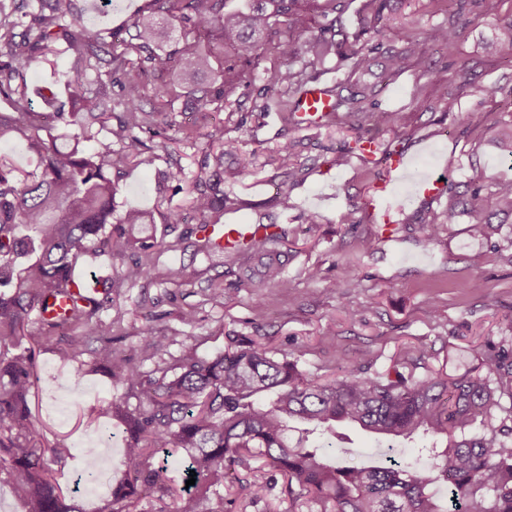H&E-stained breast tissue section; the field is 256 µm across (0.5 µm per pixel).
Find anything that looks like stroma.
<instances>
[{
	"label": "stroma",
	"instance_id": "1",
	"mask_svg": "<svg viewBox=\"0 0 512 512\" xmlns=\"http://www.w3.org/2000/svg\"><path fill=\"white\" fill-rule=\"evenodd\" d=\"M150 4L151 0H113L105 7L100 0H62L61 8L122 39L134 16ZM494 26L493 19H477L452 54L434 50L436 68L431 74L412 64L393 76L373 60L360 66L358 77L377 84L382 108L404 117L398 131L378 135V177H370L357 162L336 167L337 150L353 136L349 129L288 131L286 136L297 141L299 160L305 166L302 180L289 189L290 209L278 216L288 230L285 273L292 282L288 293L271 288L257 295L244 273L251 264L248 258L233 263L218 252L195 255L173 249V236L163 232L168 208H181L190 224L202 221L189 208L187 192L170 190L158 196V171L164 160L151 167L123 168L116 180L119 208L152 210L160 235L155 279L123 289L120 296L125 314L112 325L111 368L95 365L88 351L71 362L61 360L53 346L38 347L44 330L36 317L31 318L24 340L25 346L36 350L32 411L45 425L44 443L61 440L70 449L57 468V480L82 512H99L122 469V435L96 421L95 410L118 398L125 406L138 405L139 390L127 389L110 377L124 366H137L145 378L153 379L174 366L184 345L213 355L231 339L247 336L291 354L302 370L329 379L344 366L386 372L406 347L423 352L426 369L460 374L474 366L473 348L485 338L512 337V263L507 260L512 254V217L497 225L488 241L471 236L464 216L443 225L435 241H426L421 225L410 218L424 209L440 211L442 201L408 196L402 179L390 178L385 164L386 157L400 150L417 170L455 183L512 179V165L503 162L493 139L496 125L512 118V96L490 100L464 89L462 109L481 110L484 117L478 127H466L435 107L441 87H461L460 66L471 67L479 85L500 81L512 71V50L477 46L480 39L491 37ZM77 70L73 57L65 53L54 67L33 64L25 74L34 90L33 110L45 109L38 88L48 86L64 94ZM417 84L423 93L415 99L410 90ZM181 119L195 128V138L170 144L169 149L190 173L208 150L215 127H223L225 136L239 135L215 103L199 112H185ZM384 183L390 189L386 203L393 214L390 241L382 237L386 228L379 215L364 209ZM224 188L244 205L225 213L223 223L253 224L260 204L274 200L280 184L270 172L261 171L227 179ZM353 208L359 211L360 224L342 223V215ZM310 212L320 215V223L304 222ZM363 238L375 240L372 251H360L358 242ZM313 268L321 270V278H309ZM215 280L224 287L220 302L211 297L210 284ZM186 309L195 313L192 322L180 318ZM148 324L171 340L164 352L153 357L145 352L141 335ZM327 329L332 338L324 337ZM79 363L84 373L77 378L73 370ZM338 433L343 447L368 460L378 454L402 462L418 455L409 442L391 449L353 428L342 427ZM92 454L105 459L101 468L105 484L100 488L80 479L84 461ZM238 473L262 480L267 490L259 498H238L236 512H288L287 480L282 474L255 460Z\"/></svg>",
	"mask_w": 512,
	"mask_h": 512
}]
</instances>
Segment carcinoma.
I'll return each mask as SVG.
<instances>
[{
	"label": "carcinoma",
	"instance_id": "carcinoma-1",
	"mask_svg": "<svg viewBox=\"0 0 512 512\" xmlns=\"http://www.w3.org/2000/svg\"><path fill=\"white\" fill-rule=\"evenodd\" d=\"M352 0H246L242 7L225 9L226 0H152V7L132 21L131 40L109 44L81 17L64 21L60 0H0V95L11 111L0 112V140L19 136L38 158L35 169L19 167L0 155V458L17 474L15 485L25 512H82L65 497L54 478L55 466L68 455L64 443L44 446L39 423L29 407L36 366L35 350L21 347L31 313L46 307L49 298H66L67 314L43 319L44 341L56 329L76 332L58 347L61 358L85 351L91 340L100 362H112V322L99 312L123 309L116 303L123 286L152 278L149 260L158 247L150 235L136 231L154 223L147 210L118 211L112 171L130 162L150 167L167 152L168 130L183 132L178 112L218 103L237 117L236 129L251 134L265 115L278 112L287 130L301 128L298 112L302 95L319 80L321 67L334 59L347 78L326 86L329 109L319 128L345 126L356 132L337 155L344 166L358 157L370 163L376 133L402 124L400 112L378 107L377 90L353 79L366 54L379 55L389 75L409 60L431 72L429 54L421 48V31L404 28L388 37V15L394 0H363L356 25L346 13ZM503 0H430L446 18L433 25L427 39L452 54L470 17L495 16ZM179 22L180 46L173 63L180 71L181 88L173 92L163 77L134 62L130 55L152 58L165 19ZM494 39L512 47V17L500 22ZM84 65L56 121L46 123L30 106L24 74L34 62H51L58 45ZM271 55L278 64L259 69ZM223 59L212 82L199 74L209 58ZM120 87L118 100L102 90L105 83ZM479 87L488 99L512 95L509 83ZM162 107L144 109L147 91ZM460 92L442 89L439 107L454 113L460 123L478 126L482 114L459 105ZM107 126L110 142L89 150L84 142L96 138L93 125ZM163 137L153 146L141 138ZM209 150L192 177L191 208L217 219L239 207L240 200L224 191V175L248 173L254 154L242 149L238 137L224 136V127L210 134ZM496 139L512 161V120L501 123ZM122 145L119 150L112 144ZM160 172L159 186L180 184L185 169L171 158ZM264 165L273 177L293 184L303 171L297 144L284 138ZM501 212L512 213V180L486 186L448 183L440 213L416 217L426 238L434 240L443 224L461 215L470 218L471 232L489 238L490 224ZM182 213L169 211L167 234L188 242L196 253L215 250L204 234L205 221L189 231L179 230ZM288 231L251 240L246 251L262 259L254 288L288 292L284 276ZM104 253L120 261L102 282L93 306L79 299L87 284L72 279L79 261ZM147 349L156 354L166 337L148 325L142 329ZM422 356L406 353L394 373H374L346 367L340 375L322 380L303 370L297 361L248 338H239L211 357L192 345L183 347L177 372L148 381L145 399L132 410L113 401L96 409V419L119 416L124 434L123 470L102 512H142L146 488L170 494L167 466L174 450L185 454L183 480L196 473L195 484L173 497V512H230L234 500L224 495L227 471L251 458L279 471L288 480L290 506L306 501L320 512H512V416L502 399L512 400V342L488 339L477 364L448 376L414 370ZM354 425L381 440L423 441L435 463L419 467L367 462L349 458L341 463L322 445L309 443L315 432L336 436V427Z\"/></svg>",
	"mask_w": 512,
	"mask_h": 512
}]
</instances>
